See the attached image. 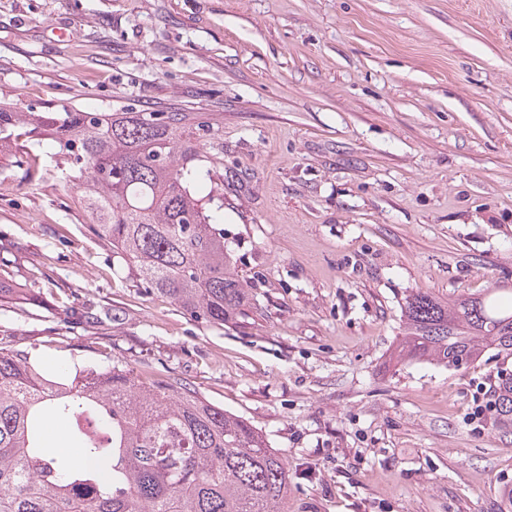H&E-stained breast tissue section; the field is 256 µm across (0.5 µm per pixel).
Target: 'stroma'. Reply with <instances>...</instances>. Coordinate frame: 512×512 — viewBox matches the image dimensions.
<instances>
[{
    "instance_id": "obj_1",
    "label": "stroma",
    "mask_w": 512,
    "mask_h": 512,
    "mask_svg": "<svg viewBox=\"0 0 512 512\" xmlns=\"http://www.w3.org/2000/svg\"><path fill=\"white\" fill-rule=\"evenodd\" d=\"M190 112L224 144L251 308L194 318L114 274L80 190L0 147V340L246 418L289 512H501L512 356L398 364L410 291L512 286V0H0V104ZM493 405L497 417L492 430L500 436L512 434V373L498 371L492 386Z\"/></svg>"
}]
</instances>
